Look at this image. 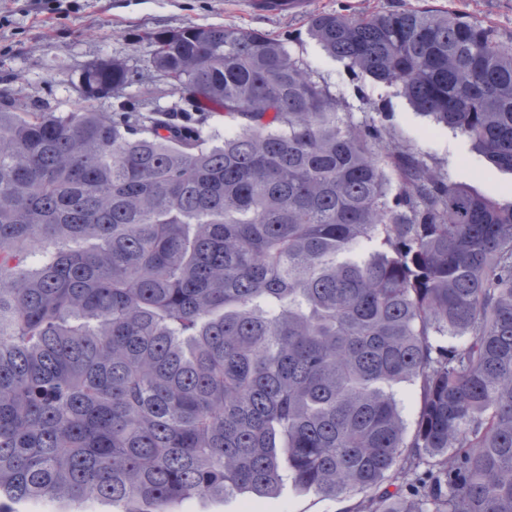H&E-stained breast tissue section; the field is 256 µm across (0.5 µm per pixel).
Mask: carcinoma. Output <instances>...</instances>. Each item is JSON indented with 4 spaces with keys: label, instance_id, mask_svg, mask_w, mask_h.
I'll return each instance as SVG.
<instances>
[{
    "label": "carcinoma",
    "instance_id": "cac0c4a2",
    "mask_svg": "<svg viewBox=\"0 0 512 512\" xmlns=\"http://www.w3.org/2000/svg\"><path fill=\"white\" fill-rule=\"evenodd\" d=\"M310 33L512 171L496 29L407 9ZM149 40L181 94L162 118L88 105L140 82L117 60L84 68L66 114L0 95V497L64 481L175 512L289 476L366 493L358 512H512V203L383 150L264 32ZM206 112L235 130L204 135ZM407 380L410 438L387 391ZM396 399L403 407V415L407 434L411 435L414 423L420 410V387L416 382H403L394 386Z\"/></svg>",
    "mask_w": 512,
    "mask_h": 512
}]
</instances>
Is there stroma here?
I'll use <instances>...</instances> for the list:
<instances>
[{
	"label": "stroma",
	"instance_id": "stroma-1",
	"mask_svg": "<svg viewBox=\"0 0 512 512\" xmlns=\"http://www.w3.org/2000/svg\"><path fill=\"white\" fill-rule=\"evenodd\" d=\"M59 11L33 14L13 7L0 14V91L23 87L34 99L50 102L54 111L70 112L83 105L80 92L84 67L97 59H122L147 68L149 32L182 26H233L258 30L287 42L289 51L312 71L316 81L336 94L353 120L375 119L385 134V146L407 151L428 167L470 191L512 203V173L496 170L465 137L434 125L418 114L396 87L367 76L353 75L343 62L330 57L309 33L311 15L337 11L350 16L426 9L455 11L512 36V0H312L302 15L263 16L250 13L246 0H59ZM174 94L155 93L151 83L137 84L122 97L94 101L97 111L111 114L123 106L154 104L166 108ZM362 493L327 498L284 480L276 495L228 494L195 498L180 504V512H357Z\"/></svg>",
	"mask_w": 512,
	"mask_h": 512
}]
</instances>
